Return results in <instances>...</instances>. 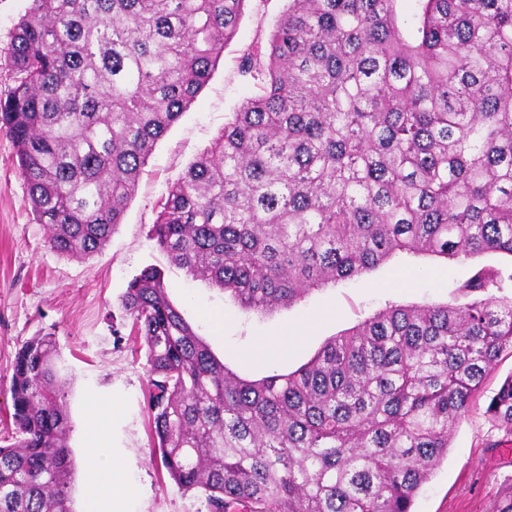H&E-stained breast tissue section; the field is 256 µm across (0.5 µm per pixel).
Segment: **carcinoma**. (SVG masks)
I'll use <instances>...</instances> for the list:
<instances>
[{
    "label": "carcinoma",
    "mask_w": 512,
    "mask_h": 512,
    "mask_svg": "<svg viewBox=\"0 0 512 512\" xmlns=\"http://www.w3.org/2000/svg\"><path fill=\"white\" fill-rule=\"evenodd\" d=\"M247 0H32L0 130L64 257L122 223L157 142L208 82ZM288 0L259 81L161 203L152 238L246 310L290 307L399 253L512 256V0ZM480 270L464 304L390 305L286 374L229 372L144 267L121 305L144 342L153 451L208 512H412L512 355V298ZM61 353L11 367L0 512H72ZM484 414L512 437V373Z\"/></svg>",
    "instance_id": "1"
}]
</instances>
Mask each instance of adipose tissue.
I'll return each mask as SVG.
<instances>
[{
	"instance_id": "adipose-tissue-1",
	"label": "adipose tissue",
	"mask_w": 512,
	"mask_h": 512,
	"mask_svg": "<svg viewBox=\"0 0 512 512\" xmlns=\"http://www.w3.org/2000/svg\"><path fill=\"white\" fill-rule=\"evenodd\" d=\"M109 407L106 403L91 402L88 415L97 425V438L100 442L96 448L97 458L93 466L88 467L86 476L112 498L113 512H124L126 502L132 501L135 488L125 474V462L116 452L106 445Z\"/></svg>"
}]
</instances>
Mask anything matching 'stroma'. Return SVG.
Listing matches in <instances>:
<instances>
[{
  "label": "stroma",
  "instance_id": "35a3bbf8",
  "mask_svg": "<svg viewBox=\"0 0 512 512\" xmlns=\"http://www.w3.org/2000/svg\"><path fill=\"white\" fill-rule=\"evenodd\" d=\"M287 4L248 0L237 34L207 84L156 144L122 223L90 257L67 258L47 247L45 229L34 219L15 165L16 148L0 131V438L8 435L4 420L19 347L37 335L54 336L67 379L73 512H83L92 498L101 512H112L111 497L85 476L97 446L86 414L95 398L116 405L107 446L124 457L127 476L138 489L129 512H206L204 497L179 489L152 457L145 347L121 308L130 280L144 266L164 270L171 303L213 354L245 380L298 369L329 338L388 305L464 303L460 285L482 268L499 271L501 294H512L510 256L483 254L460 262L400 254L361 278L313 291L293 306L247 311L223 290L187 277L160 252L150 230L169 187L211 145L241 102L259 92L257 82L241 74L240 58L248 49H266ZM30 5L31 0H0V97L12 85L6 55L13 28ZM286 330L293 341L283 340ZM511 480L512 442L476 411L457 424L448 456L420 489L413 512H492L503 484Z\"/></svg>",
  "mask_w": 512,
  "mask_h": 512
}]
</instances>
